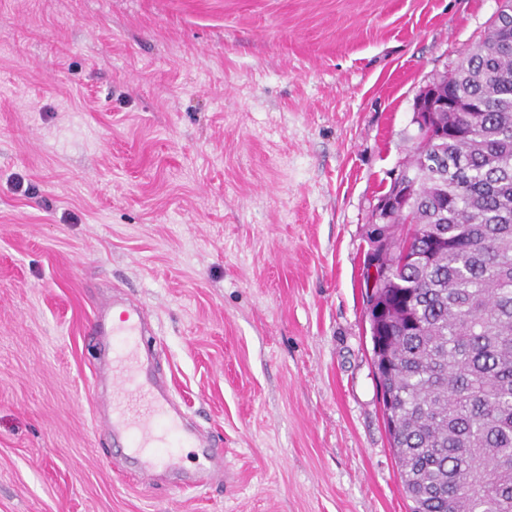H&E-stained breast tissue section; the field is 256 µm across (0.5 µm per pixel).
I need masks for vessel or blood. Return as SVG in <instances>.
Wrapping results in <instances>:
<instances>
[{
    "label": "vessel or blood",
    "mask_w": 512,
    "mask_h": 512,
    "mask_svg": "<svg viewBox=\"0 0 512 512\" xmlns=\"http://www.w3.org/2000/svg\"><path fill=\"white\" fill-rule=\"evenodd\" d=\"M119 317L109 320L108 311L98 310L89 323V332L110 334L114 343L110 360L113 382L112 410L105 428L121 442L128 459L135 464L142 482L155 481L158 471L168 462L159 450L169 442L191 447L193 435L185 432L183 416L167 386L152 375L151 359L142 343L149 331L143 309L134 303L116 300L111 310ZM224 478V457L216 452L206 455L196 472L176 477L179 487H202Z\"/></svg>",
    "instance_id": "vessel-or-blood-1"
}]
</instances>
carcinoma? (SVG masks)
I'll return each instance as SVG.
<instances>
[{"label": "carcinoma", "mask_w": 512, "mask_h": 512, "mask_svg": "<svg viewBox=\"0 0 512 512\" xmlns=\"http://www.w3.org/2000/svg\"><path fill=\"white\" fill-rule=\"evenodd\" d=\"M437 145L456 173L410 162L419 259L382 292L394 455L411 512H512V27L490 24L454 65ZM438 234L448 245L430 252Z\"/></svg>", "instance_id": "carcinoma-1"}]
</instances>
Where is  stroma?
<instances>
[{
	"instance_id": "1",
	"label": "stroma",
	"mask_w": 512,
	"mask_h": 512,
	"mask_svg": "<svg viewBox=\"0 0 512 512\" xmlns=\"http://www.w3.org/2000/svg\"><path fill=\"white\" fill-rule=\"evenodd\" d=\"M498 0H0V512H409L373 208ZM124 294L230 481L142 484L97 419Z\"/></svg>"
}]
</instances>
